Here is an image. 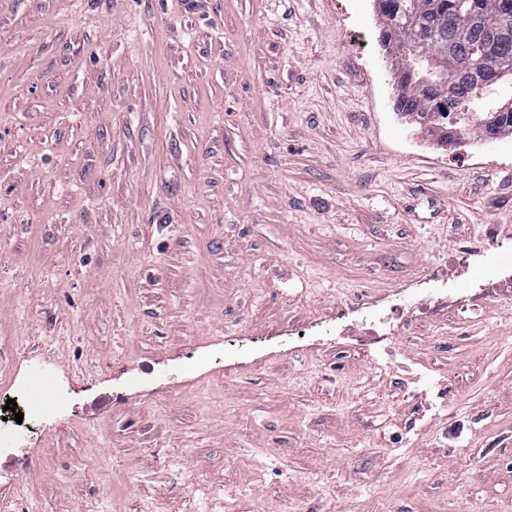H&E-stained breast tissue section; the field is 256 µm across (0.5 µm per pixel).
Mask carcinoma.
Listing matches in <instances>:
<instances>
[{
  "label": "carcinoma",
  "instance_id": "obj_1",
  "mask_svg": "<svg viewBox=\"0 0 512 512\" xmlns=\"http://www.w3.org/2000/svg\"><path fill=\"white\" fill-rule=\"evenodd\" d=\"M378 5L398 71L407 67L406 51L418 54V78L400 83L408 110L430 115V124L448 136L512 134V112L493 115L489 100L497 93L477 97L486 78L478 58L512 69V9L504 0H378Z\"/></svg>",
  "mask_w": 512,
  "mask_h": 512
}]
</instances>
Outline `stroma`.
Listing matches in <instances>:
<instances>
[{
	"label": "stroma",
	"instance_id": "35a3bbf8",
	"mask_svg": "<svg viewBox=\"0 0 512 512\" xmlns=\"http://www.w3.org/2000/svg\"><path fill=\"white\" fill-rule=\"evenodd\" d=\"M377 0H0V455L24 512H512V134L393 110ZM417 288L438 322L365 341Z\"/></svg>",
	"mask_w": 512,
	"mask_h": 512
}]
</instances>
